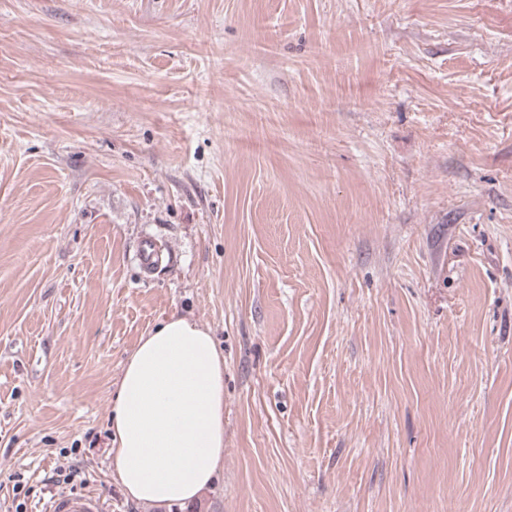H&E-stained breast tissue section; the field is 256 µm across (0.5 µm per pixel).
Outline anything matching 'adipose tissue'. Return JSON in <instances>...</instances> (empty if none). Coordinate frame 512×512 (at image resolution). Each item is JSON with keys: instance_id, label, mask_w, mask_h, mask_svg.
I'll use <instances>...</instances> for the list:
<instances>
[{"instance_id": "adipose-tissue-1", "label": "adipose tissue", "mask_w": 512, "mask_h": 512, "mask_svg": "<svg viewBox=\"0 0 512 512\" xmlns=\"http://www.w3.org/2000/svg\"><path fill=\"white\" fill-rule=\"evenodd\" d=\"M110 468L139 503L196 501L224 468V355L170 315L126 359L109 417Z\"/></svg>"}]
</instances>
